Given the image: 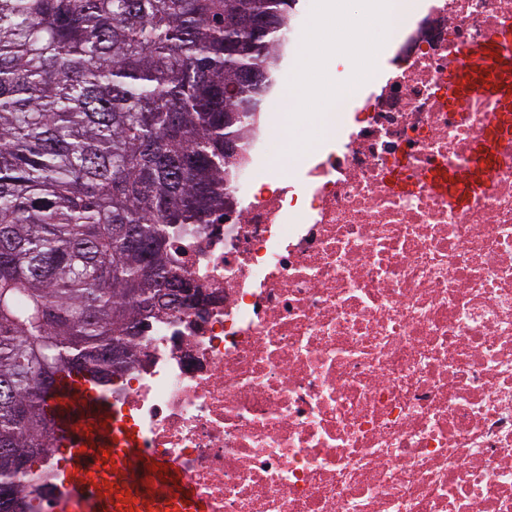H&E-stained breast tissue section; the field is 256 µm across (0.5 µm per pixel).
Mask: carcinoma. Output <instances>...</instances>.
<instances>
[{
    "mask_svg": "<svg viewBox=\"0 0 512 512\" xmlns=\"http://www.w3.org/2000/svg\"><path fill=\"white\" fill-rule=\"evenodd\" d=\"M296 2L0 0V512L58 442L43 381L122 370L172 310V243L224 211Z\"/></svg>",
    "mask_w": 512,
    "mask_h": 512,
    "instance_id": "1",
    "label": "carcinoma"
}]
</instances>
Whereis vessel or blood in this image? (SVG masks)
<instances>
[{
  "mask_svg": "<svg viewBox=\"0 0 512 512\" xmlns=\"http://www.w3.org/2000/svg\"><path fill=\"white\" fill-rule=\"evenodd\" d=\"M492 65L501 78L487 85V92L511 101L512 59L501 57L496 42L489 40L466 49L450 77L454 94H464ZM478 154L479 165L468 171L433 175L434 187L452 191L458 200H465L492 157L490 139L481 141ZM45 406L65 440L67 467L75 477L71 498L62 504L64 512H77L78 502L103 485L113 489L109 512H156L161 500L167 512H205L173 462L143 451L122 409L109 406L95 380L78 371L61 373Z\"/></svg>",
  "mask_w": 512,
  "mask_h": 512,
  "instance_id": "b4317fda",
  "label": "vessel or blood"
}]
</instances>
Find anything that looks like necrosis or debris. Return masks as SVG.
Returning <instances> with one entry per match:
<instances>
[{
    "label": "necrosis or debris",
    "instance_id": "necrosis-or-debris-1",
    "mask_svg": "<svg viewBox=\"0 0 512 512\" xmlns=\"http://www.w3.org/2000/svg\"><path fill=\"white\" fill-rule=\"evenodd\" d=\"M394 34L307 147L247 126L225 219L175 242L198 301L102 389L206 512H512V105L448 86L473 42L512 57V0H429ZM487 133L460 207L429 177Z\"/></svg>",
    "mask_w": 512,
    "mask_h": 512
}]
</instances>
